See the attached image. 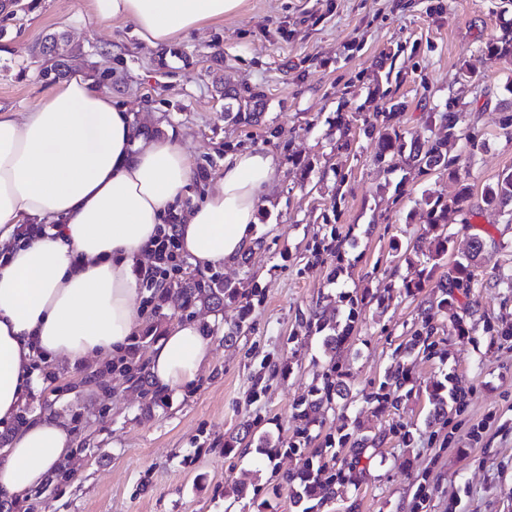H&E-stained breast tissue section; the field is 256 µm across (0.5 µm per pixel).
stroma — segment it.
<instances>
[{
    "label": "stroma",
    "instance_id": "1",
    "mask_svg": "<svg viewBox=\"0 0 512 512\" xmlns=\"http://www.w3.org/2000/svg\"><path fill=\"white\" fill-rule=\"evenodd\" d=\"M0 13V107L26 111L57 84L33 47L63 36L71 71L101 83L130 112L144 139L172 135L215 178L242 149L272 153L279 176L259 209L264 247L250 266L220 265L230 283L254 278L249 312L239 304L185 310L141 291L142 330L129 337L141 362L178 320H197L211 343L210 365L190 386L154 400L133 392L124 373L92 380L89 366L51 361L21 406L54 401L74 435V477L41 485L35 512H300L285 479L340 425L379 435L368 462L349 450L328 458L342 483L319 512H512V215L486 207L482 193L512 171V57L491 58L487 42L507 36L512 0H245L241 11L160 47L130 23H100L90 0H24ZM264 92L259 123L224 117V87ZM405 104L404 138L431 134L428 116L454 108L467 135L456 179L418 173L401 159L375 162L367 133L389 100ZM351 132L341 138L337 114ZM466 188L448 217L449 263L486 242L476 281L459 295L460 328L445 325L432 356L409 358L405 343L432 288L383 297L405 275L394 244L433 249L425 196ZM363 298L353 337L326 355L322 334L302 321L347 312L338 295ZM234 345L224 335L234 324ZM336 361L348 389L310 429L295 403ZM410 363L400 409L367 403L387 368ZM453 380L463 404L447 423L429 422V393ZM29 501V502H30Z\"/></svg>",
    "mask_w": 512,
    "mask_h": 512
}]
</instances>
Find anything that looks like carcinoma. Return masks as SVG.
<instances>
[{
	"label": "carcinoma",
	"mask_w": 512,
	"mask_h": 512,
	"mask_svg": "<svg viewBox=\"0 0 512 512\" xmlns=\"http://www.w3.org/2000/svg\"><path fill=\"white\" fill-rule=\"evenodd\" d=\"M224 98L237 102L238 111H231V105L224 106V117L231 118L241 123H251L258 119L260 113L257 107L266 104L265 94L261 91L246 89L242 92L235 91L226 94ZM405 104L401 101H389L383 111L376 113V127L379 128V149L375 161L385 164L395 154L406 155L409 165L423 171L449 170L458 162V157L450 155V148L463 140V128L459 125V116L455 112H444L438 115L441 134H435L425 140L415 139L405 142L400 133V115L404 111ZM483 201L489 207H504L512 202V173L504 175L493 186L488 187L483 194ZM463 195L427 196L422 203L427 208L429 232L434 234V249L426 256L423 265L425 268L418 271L417 278H403L401 288L410 292L412 289L421 290L427 286L436 270L446 266L445 256L448 255L451 239L447 234L448 213L460 210ZM469 263H456L442 273L436 282L440 295L436 303L422 309L417 317L415 329L412 331L407 349L411 353H431L434 342L431 338L444 323L453 326L458 325L459 316L455 307L454 291L471 288L474 281V269L484 255V239L480 235L474 236L468 249ZM258 291V284L254 280L229 284L221 280L217 275L210 277H190L165 289L164 294H176L183 298L185 307L212 306L221 307L227 302H240L249 300ZM348 313L344 319L332 326L333 333L324 338V343L329 351H334L352 333L358 315V299L351 295L343 296ZM128 364L131 371L128 373L132 387L144 397H155L157 393L148 385V376L145 367L134 361V356H129ZM409 367L405 364H397L388 368L384 380L380 384L379 392L367 397L368 402L374 401L386 403L397 409L400 407L402 395L400 394L407 378ZM343 381L341 374L336 371V363L331 362L321 374V385L315 387L313 393L316 398L302 400L296 405V416L308 423L314 421L315 416L325 404L332 403L337 398H344L342 391ZM460 397L456 393L446 391V387L438 386L430 394L432 410L430 418L434 420L448 419V413L457 410ZM341 447L352 448V465L360 463L362 455L370 448L377 447L378 438L364 435L354 440H349L348 435H343L339 440ZM289 490L298 501H306L309 506L304 512H315V509L324 502L336 497V477L325 474V465H313L310 460H305L297 472L286 477Z\"/></svg>",
	"instance_id": "1"
}]
</instances>
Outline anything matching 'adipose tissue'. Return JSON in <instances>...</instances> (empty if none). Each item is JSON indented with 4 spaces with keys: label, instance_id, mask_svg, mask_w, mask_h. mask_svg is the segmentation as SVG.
I'll list each match as a JSON object with an SVG mask.
<instances>
[{
    "label": "adipose tissue",
    "instance_id": "1",
    "mask_svg": "<svg viewBox=\"0 0 512 512\" xmlns=\"http://www.w3.org/2000/svg\"><path fill=\"white\" fill-rule=\"evenodd\" d=\"M244 0H91L98 21H129L158 46L239 12ZM275 157L229 154L224 171L193 196L195 166L180 141L136 137L132 117L111 92L73 73L26 112L0 109V499L23 501L46 473L69 460V427L52 412L23 426L14 419L36 387L34 352L70 364L120 355L140 325L146 246L169 210L200 270L236 262L258 235L259 208L277 177ZM20 224H58L61 234L22 242ZM199 322L173 323L151 353L158 389L177 391L208 366Z\"/></svg>",
    "mask_w": 512,
    "mask_h": 512
}]
</instances>
